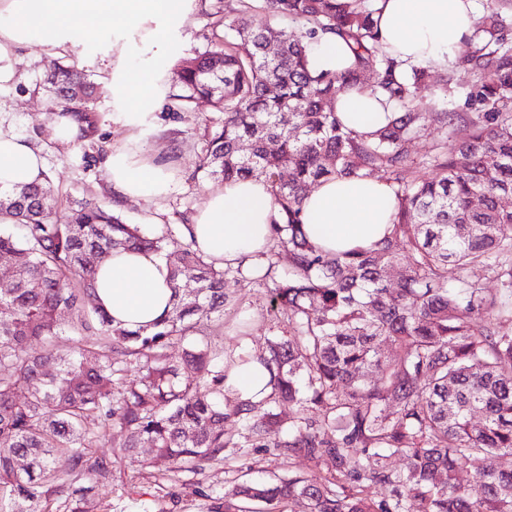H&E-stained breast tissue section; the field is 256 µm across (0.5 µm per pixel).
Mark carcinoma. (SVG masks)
Listing matches in <instances>:
<instances>
[{"label": "carcinoma", "instance_id": "cac0c4a2", "mask_svg": "<svg viewBox=\"0 0 512 512\" xmlns=\"http://www.w3.org/2000/svg\"><path fill=\"white\" fill-rule=\"evenodd\" d=\"M216 2L224 39L177 65L173 99L179 113L205 99L223 114L205 126L201 178L271 186L273 245L256 280L272 308L288 310V335L257 355L269 391L257 402L228 400L233 357L199 334L224 314L231 269L177 230L149 232L107 205L52 211L47 174L41 184L0 190V266L12 273L0 289V512H84L93 490L85 482L108 481L120 460L150 466L144 442L174 474H201L247 448L326 467L246 481L231 494L212 490L207 512H251L248 502L281 512L289 499L307 512H512V336L497 329L512 316V210L499 205L512 194V45L496 0L470 58L481 110L453 151L433 156L436 175L412 180L405 144L421 131L414 101L425 70L401 68L383 51L375 0H262L270 21L257 29ZM325 33L352 44L355 64L343 75L308 68V46ZM374 60L371 88L397 116L364 135L328 102L364 83ZM38 88L49 116H69L84 144L101 140V92L90 75L52 60ZM380 171L396 201L391 234L373 249L334 256L313 244L300 218L308 186ZM169 246L179 252L175 303L153 326L117 327L81 304L113 249L162 256ZM279 250L291 258L283 273ZM489 274L501 288L488 294L480 281ZM31 342L42 353L28 352ZM175 342L185 344L178 364L168 357ZM389 345L393 361L384 356ZM285 404L294 410L286 420ZM230 416L235 434L224 431ZM112 429L124 433L122 448L98 454L100 435ZM462 465L472 469L467 487L455 478Z\"/></svg>", "mask_w": 512, "mask_h": 512}]
</instances>
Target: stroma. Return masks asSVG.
<instances>
[{
	"mask_svg": "<svg viewBox=\"0 0 512 512\" xmlns=\"http://www.w3.org/2000/svg\"><path fill=\"white\" fill-rule=\"evenodd\" d=\"M474 49L466 43L449 58L447 65L437 68L416 96L424 114L422 133L407 145L410 175H432L429 160L444 144H456L469 132L468 122L475 115L469 98L476 79L467 61ZM47 56L38 47L22 50L14 62L17 83H24L25 92H17V83L0 85V104L6 110L5 119L20 135L34 136L46 120L43 95L34 93L36 83L44 78ZM102 148L73 149L55 146L46 152V170L52 178L53 195L77 201L102 202L112 206L130 223L142 224L159 232L164 226L181 224L203 203L211 180L194 181L191 175L202 154L204 143L200 130L205 123L219 120L209 102H198L195 112L171 115L162 125L146 128L141 148L144 155L163 159L173 178L168 192L151 201H120L115 197L104 164L105 149L123 141L126 130L112 108L111 95L99 103ZM455 113L456 119L447 132H440L434 120L442 111ZM231 300L224 307L222 318L215 320L206 331L213 345L226 353L242 350L261 352L265 340L282 335L288 329V314L271 310L264 286L253 282L251 275H240L230 288ZM167 464L155 461L153 468L144 470L126 463L112 469L110 485L95 488L87 497L85 512H206L202 492L207 487L232 492L245 479H267L273 476L309 473L312 463L302 458L285 457L271 448H250L245 454L228 456L223 464L207 468L205 473L166 475ZM141 491L146 495L145 507L126 506L127 493Z\"/></svg>",
	"mask_w": 512,
	"mask_h": 512,
	"instance_id": "obj_1",
	"label": "stroma"
}]
</instances>
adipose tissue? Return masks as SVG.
Wrapping results in <instances>:
<instances>
[{"label":"adipose tissue","mask_w":512,"mask_h":512,"mask_svg":"<svg viewBox=\"0 0 512 512\" xmlns=\"http://www.w3.org/2000/svg\"><path fill=\"white\" fill-rule=\"evenodd\" d=\"M196 0H0V84L15 79L12 61L25 46L44 55L78 51L88 60L105 57L112 84V106L126 137L108 152L105 167L115 195L145 200L168 191L169 175L145 158L140 141L157 101L165 94L162 63L181 49L180 36ZM479 15L475 0H377L374 21L384 51L413 65L442 66L472 35ZM87 30L111 33L100 53L83 41ZM316 71L336 73L353 66L347 43L328 36L309 46ZM332 110L357 132L386 126L393 114L370 88L339 91ZM45 173L43 144L0 126V189L39 184ZM274 208L270 185L245 178L211 189L192 215L189 233L216 264L250 270L271 244ZM395 215L394 194L374 178H331L310 192L301 221L310 240L334 254L368 248L388 232ZM94 299L114 323L134 329L170 309L169 268L160 257L118 248L99 266ZM269 379L255 358L236 359L224 381L231 396L256 401Z\"/></svg>","instance_id":"adipose-tissue-1"}]
</instances>
